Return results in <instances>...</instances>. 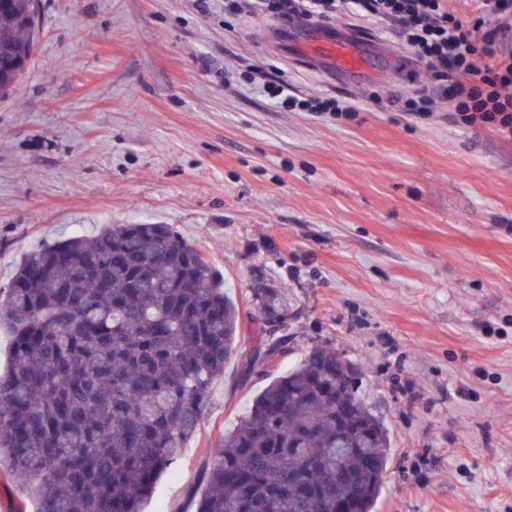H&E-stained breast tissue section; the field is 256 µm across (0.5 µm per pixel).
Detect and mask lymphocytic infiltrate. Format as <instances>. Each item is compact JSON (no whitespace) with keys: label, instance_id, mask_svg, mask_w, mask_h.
I'll list each match as a JSON object with an SVG mask.
<instances>
[{"label":"lymphocytic infiltrate","instance_id":"f902f5d3","mask_svg":"<svg viewBox=\"0 0 512 512\" xmlns=\"http://www.w3.org/2000/svg\"><path fill=\"white\" fill-rule=\"evenodd\" d=\"M225 12L239 17L272 16L281 23L310 20L327 24L348 12L358 19H376L389 27L410 56L423 63L435 80L413 91L405 111L431 113L437 99L450 101L457 125L489 128L512 140V55L501 47L512 24L500 21L485 29L484 18L464 21L448 0H224ZM257 82L278 107L288 111L346 114L334 98H299L287 83L259 74Z\"/></svg>","mask_w":512,"mask_h":512}]
</instances>
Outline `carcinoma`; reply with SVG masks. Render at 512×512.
I'll list each match as a JSON object with an SVG mask.
<instances>
[{
  "mask_svg": "<svg viewBox=\"0 0 512 512\" xmlns=\"http://www.w3.org/2000/svg\"><path fill=\"white\" fill-rule=\"evenodd\" d=\"M32 0H0V59L29 61ZM272 329L248 354L283 351L288 299L259 288ZM239 309L206 257L170 224H114L27 254L0 288L11 337L0 375V460L36 512H142L240 353ZM354 364L314 346L224 433L197 512H375L390 434Z\"/></svg>",
  "mask_w": 512,
  "mask_h": 512,
  "instance_id": "cac0c4a2",
  "label": "carcinoma"
}]
</instances>
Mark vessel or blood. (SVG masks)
<instances>
[{
  "label": "vessel or blood",
  "mask_w": 512,
  "mask_h": 512,
  "mask_svg": "<svg viewBox=\"0 0 512 512\" xmlns=\"http://www.w3.org/2000/svg\"><path fill=\"white\" fill-rule=\"evenodd\" d=\"M290 48L298 58L339 79L361 69L369 56L385 52L387 46L373 37L348 31L339 34L325 26L303 22L292 33Z\"/></svg>",
  "instance_id": "obj_1"
}]
</instances>
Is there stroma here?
Listing matches in <instances>:
<instances>
[{"label": "stroma", "mask_w": 512, "mask_h": 512, "mask_svg": "<svg viewBox=\"0 0 512 512\" xmlns=\"http://www.w3.org/2000/svg\"><path fill=\"white\" fill-rule=\"evenodd\" d=\"M39 8L0 98V287L39 246L174 225L229 287L242 351L266 286L288 293L281 369L315 345L361 364L391 439L377 512H512V141L401 112L425 69L330 78L267 48L279 20L225 19L224 0ZM248 70L359 110L281 111ZM264 385L227 363L144 512H196L202 469Z\"/></svg>", "instance_id": "obj_1"}]
</instances>
